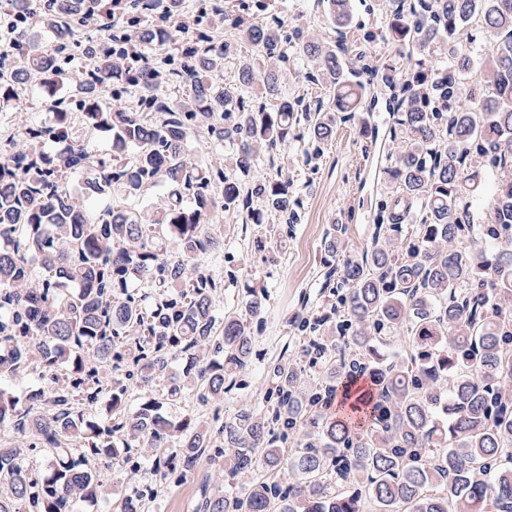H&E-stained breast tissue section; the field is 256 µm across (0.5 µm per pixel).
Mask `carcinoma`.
Wrapping results in <instances>:
<instances>
[{"instance_id": "carcinoma-1", "label": "carcinoma", "mask_w": 512, "mask_h": 512, "mask_svg": "<svg viewBox=\"0 0 512 512\" xmlns=\"http://www.w3.org/2000/svg\"><path fill=\"white\" fill-rule=\"evenodd\" d=\"M112 2L0 0L15 45L0 113L18 124L0 154V512H74L114 479L119 512H152L204 458L196 512H512V0H392L402 67L296 42L265 0ZM328 4L346 26L349 0ZM475 30L487 39L467 49ZM290 53L332 89L328 108L288 99ZM33 80L43 118L18 108ZM375 82L401 197L359 255L336 225L341 306L296 324L308 346L267 365L265 408L224 420L266 293L248 288L242 313L217 304L214 220L246 234L294 218L285 167L240 175L288 152L301 122L328 141ZM125 94L133 106L112 104ZM196 137L224 159H194ZM383 335L404 351L375 355Z\"/></svg>"}]
</instances>
